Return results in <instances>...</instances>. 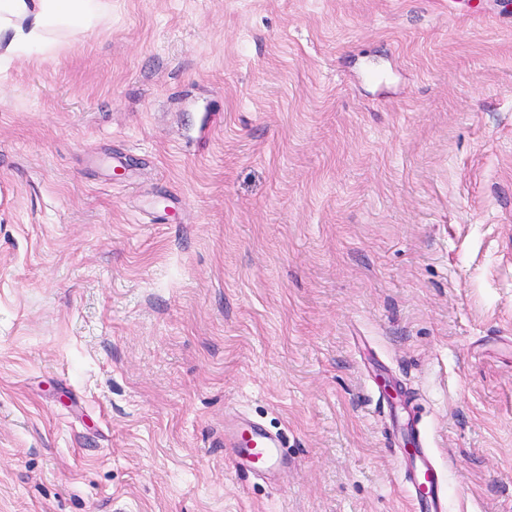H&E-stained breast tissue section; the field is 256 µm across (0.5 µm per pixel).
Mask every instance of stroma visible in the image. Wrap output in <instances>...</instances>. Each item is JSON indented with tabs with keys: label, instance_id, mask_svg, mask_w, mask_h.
I'll return each instance as SVG.
<instances>
[{
	"label": "stroma",
	"instance_id": "35a3bbf8",
	"mask_svg": "<svg viewBox=\"0 0 512 512\" xmlns=\"http://www.w3.org/2000/svg\"><path fill=\"white\" fill-rule=\"evenodd\" d=\"M410 420L512 512V0H103L0 59V512H411ZM224 445L239 448L238 458L233 460L236 467L264 471L287 464L280 450L279 438L255 422L226 424Z\"/></svg>",
	"mask_w": 512,
	"mask_h": 512
}]
</instances>
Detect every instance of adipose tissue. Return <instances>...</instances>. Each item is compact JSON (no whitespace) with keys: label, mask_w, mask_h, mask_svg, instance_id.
Instances as JSON below:
<instances>
[{"label":"adipose tissue","mask_w":512,"mask_h":512,"mask_svg":"<svg viewBox=\"0 0 512 512\" xmlns=\"http://www.w3.org/2000/svg\"><path fill=\"white\" fill-rule=\"evenodd\" d=\"M98 13L92 0H0V52L52 45L56 37L91 28Z\"/></svg>","instance_id":"obj_1"}]
</instances>
